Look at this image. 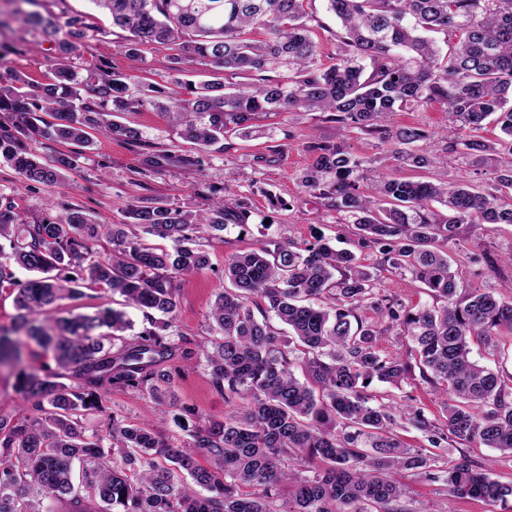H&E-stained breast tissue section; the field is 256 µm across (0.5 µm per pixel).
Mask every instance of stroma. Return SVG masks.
I'll use <instances>...</instances> for the list:
<instances>
[{"label": "stroma", "instance_id": "stroma-1", "mask_svg": "<svg viewBox=\"0 0 512 512\" xmlns=\"http://www.w3.org/2000/svg\"><path fill=\"white\" fill-rule=\"evenodd\" d=\"M35 9L43 16L62 21L72 16L86 17L91 29L72 59L80 75L93 70H130L143 82L174 89L169 49L148 45L143 47L138 60L128 59L121 48L124 31L113 26L111 16L98 11L91 0H37ZM308 9L316 18L311 29L319 59L323 65H332L337 52L336 19L327 12L325 0H309ZM9 10L6 0H0V11L7 15L0 26V74L18 73L33 83L51 81L49 43L10 19ZM119 120L140 130V142L130 144L109 136L97 137L76 167L66 171L55 186L20 182L15 172L1 162L0 205L10 204L20 224H36L46 217L77 209L91 223L103 225L126 223V212L133 205L160 202L174 209L204 214L216 197L248 198L251 216L247 226L229 229L221 237L209 240V266L179 281L175 330L200 342L209 335L208 314L224 287L225 256L249 249L260 235L269 241L297 242L337 236L345 244H352L355 226L342 223L326 200L301 185V173L311 161L309 145L342 137L358 157L376 159L383 154L377 138L359 131L341 136L335 124L325 121L319 112L264 116L259 121L265 131L263 137L235 138L230 148L221 151L200 150L183 141L167 116L150 107L122 113ZM393 121L420 127L430 134L433 163L421 169L422 177L444 172L449 181L485 186L498 175V154L488 152L475 158L447 150L443 134L448 117L442 106L403 110L396 113ZM270 146L278 150L275 162H257V155ZM164 152L173 156L168 165H145L146 156ZM511 251L512 225L505 224L462 225L456 239L448 244L451 269L458 272L469 291H497L511 282L512 265L504 260ZM104 307L125 310L135 328H142L144 318L140 310L125 307L121 295L99 289H87L79 297L61 300L57 313L91 314ZM175 391L180 405L194 408L200 418L220 417L229 410L211 384L205 359L181 364ZM371 391L377 401L397 410L411 404L423 408L432 418L440 413L442 397L438 390L417 375L397 387L374 384ZM103 403L129 422L148 424L169 437L183 435L172 414L159 413L146 395L115 389L104 394ZM432 455L435 469H446L466 455L487 469L492 478L512 485V457L496 449L476 443L458 444L433 449ZM395 479L403 489L401 504L405 512H512V497L490 504L449 496L442 483L426 481L410 471L397 473Z\"/></svg>", "mask_w": 512, "mask_h": 512}]
</instances>
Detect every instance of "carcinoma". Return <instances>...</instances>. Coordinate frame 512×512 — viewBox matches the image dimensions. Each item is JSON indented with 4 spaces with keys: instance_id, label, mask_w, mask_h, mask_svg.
<instances>
[{
    "instance_id": "cac0c4a2",
    "label": "carcinoma",
    "mask_w": 512,
    "mask_h": 512,
    "mask_svg": "<svg viewBox=\"0 0 512 512\" xmlns=\"http://www.w3.org/2000/svg\"><path fill=\"white\" fill-rule=\"evenodd\" d=\"M91 2L129 33L122 45L128 58L137 59L146 44H173L172 70L187 56L224 79H178L166 92L127 73L82 78L70 55L86 35L84 18L62 27L37 11L23 13L56 51L51 83L0 77V112L12 124L0 132V161L25 182H60L93 146V131L140 141L138 131L112 117L146 105L202 149L250 135L251 121L264 112H322L344 132L378 135L395 158L420 169L429 164L423 143L430 136L392 125V116L437 103L448 113L447 150L461 145L477 155L499 146L500 174L487 188L445 177H370L366 160L345 142L309 146L314 161L302 186L355 225L357 245L374 261L365 264L325 239L255 240L224 259L227 285L211 309L205 346L183 335L172 340L177 281L209 266L196 233L216 236L230 222L248 224L245 201L222 199L202 216L134 205L130 223L105 228L75 210L16 224L10 208L0 209V257L12 262L0 261V284L13 280V265L33 274L17 288L12 332H24L56 366L18 376L34 416H0V512H403L392 479L403 469L443 482L454 497L496 503L512 496V487L465 455L433 472L429 456L396 433L401 418L434 448L452 440L512 454V375L470 358L471 338L490 342L512 331V283L506 299L463 294L448 262V242L461 225L512 224V204L502 203L512 195V0H326L340 24L336 63L327 68L306 0ZM252 29L263 30V39L248 38ZM431 33L446 36L447 51ZM244 76L251 82L233 86ZM494 114L496 142L470 135ZM33 135L77 150L42 161L24 146ZM103 234L113 245L107 258L95 249ZM147 235L173 248L151 245ZM383 270L422 283L436 305L412 307L378 288ZM85 283L123 296L148 326L123 335L132 323L111 307L52 315L57 301L81 294ZM393 330L410 338L420 376L443 392L441 422L421 408L396 415L371 403L373 381L398 386L416 368L379 349ZM200 354L233 409L189 430V440L171 442L107 412L102 395L118 389L148 395L163 412L180 411L178 420L197 417L178 406L170 361ZM19 358V346L0 328V362ZM97 414L101 428L86 433L82 420ZM314 460L321 463L314 475L298 473ZM285 487L291 493L281 511L275 502Z\"/></svg>"
}]
</instances>
